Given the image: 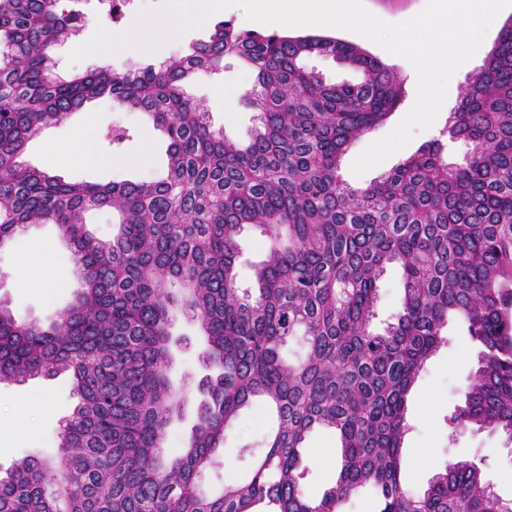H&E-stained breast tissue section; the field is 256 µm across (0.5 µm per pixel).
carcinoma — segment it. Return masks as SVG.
Wrapping results in <instances>:
<instances>
[{"label": "carcinoma", "instance_id": "1", "mask_svg": "<svg viewBox=\"0 0 512 512\" xmlns=\"http://www.w3.org/2000/svg\"><path fill=\"white\" fill-rule=\"evenodd\" d=\"M61 2L0 0V248L31 224L56 225L82 290L46 326L0 301V383L69 370L78 403L56 457L28 456L0 476V512H341L362 489L374 512H512L481 460L446 464L419 495L401 480L411 394L448 345L450 313L478 349L449 424L512 445V19L441 131L469 145L465 163L449 162L435 140L360 187L340 175L341 158L405 94L378 57L331 36L220 20L158 68L62 78L53 51L77 17ZM316 57L358 80H326ZM226 58L255 71L243 94L255 125L243 144L214 130L185 91ZM104 97L146 113L166 136L162 176L69 182L23 160L43 127ZM103 208L118 216L109 239L85 219ZM246 226L269 240L253 293L236 281ZM390 265L403 274L400 308L375 332ZM179 314L198 326L208 374L186 447L170 456L167 430L190 385L170 377ZM298 333L306 354L292 363L281 350ZM257 401L275 428L240 449L244 478L206 492L225 433ZM320 428L339 446L336 479L316 496L302 461Z\"/></svg>", "mask_w": 512, "mask_h": 512}]
</instances>
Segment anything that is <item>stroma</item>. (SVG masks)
Here are the masks:
<instances>
[{"mask_svg": "<svg viewBox=\"0 0 512 512\" xmlns=\"http://www.w3.org/2000/svg\"><path fill=\"white\" fill-rule=\"evenodd\" d=\"M159 3L160 0H124L120 6L123 19L114 23L108 16V0H73L71 8L80 16L79 32L57 47L54 54L56 73L66 78L103 65L111 66L117 72L136 71L150 65L156 67L163 60L190 53L195 43L208 39L213 28L209 22L184 32L151 52L122 50L106 59L91 56L74 64L69 62V52L88 40L96 27L101 26L111 32L123 30L142 9L156 7ZM511 18L512 6L499 11L494 25L487 30L475 54L460 65L449 79L444 109L437 114L433 123L427 128L415 129L407 145L360 175L353 171L355 159L371 144L390 134L412 110L418 94L417 78L407 60L389 53L370 38L346 28L333 29V37L357 44L394 66L405 84V97L389 118L349 146L342 161L343 178L354 184L369 183L415 154L422 145L437 139L449 111L457 102L462 85L478 72L497 39L501 25ZM254 78L255 72L250 66L235 61L226 69L195 76L188 83L187 91L192 97L204 101L214 128L223 130L228 139L243 142L253 125V114L240 100L235 102L232 111H225L224 93L230 90L240 97L250 88ZM87 118L92 121L97 154L113 158V165L76 168L69 164L68 156L76 146L75 132ZM115 127L130 132L129 140L117 150L109 147L103 139L104 133ZM166 146V137L154 127L147 115L120 109L111 100L102 98L75 111L61 123L44 129L30 141L27 158L34 166L68 181H149L163 171ZM238 242L237 282L239 287L249 288L253 285V265L263 258L267 242L259 231L249 226L241 231ZM47 262L66 274L67 279L60 287L47 290L19 287L18 269L21 264L39 267ZM74 267L73 254L61 241L55 225L30 226L17 233L8 246L0 249V299L6 301L18 319L48 322L58 311L67 307L82 288L74 274ZM447 331L449 345L431 357L415 384L409 413L410 429L404 439V486L409 492H420L446 462L481 458L485 461L486 479L494 492L502 498L511 499L512 447L505 446L500 435L486 431L453 434L446 423L447 416L460 404L463 389L474 368L472 341L465 324L460 319L450 318ZM172 334L181 340L175 350L173 378L179 383L188 376L199 379L203 370L197 354L203 347V341L194 323L178 318L172 327ZM45 395L52 402V409L48 412L40 406V399ZM23 398L29 400L30 406L21 412L17 410L16 403ZM76 402L72 375L68 372L48 378L35 377L22 383H0V471L8 470L28 455H57L60 423L71 414ZM272 428L273 422L263 405L256 404L245 411L238 425L228 431L224 438V457L229 463L228 468L210 470L205 477L206 488L221 487L226 470H233L235 476H242L248 462L240 458V448L259 445ZM335 446L333 433L319 431L310 437L306 455L315 464L314 475L308 485L311 492H318L333 482L336 476Z\"/></svg>", "mask_w": 512, "mask_h": 512, "instance_id": "1", "label": "stroma"}]
</instances>
